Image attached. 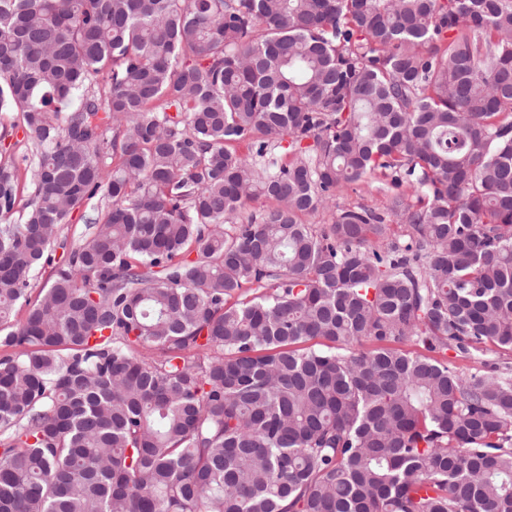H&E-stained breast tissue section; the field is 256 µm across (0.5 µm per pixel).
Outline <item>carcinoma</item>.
I'll list each match as a JSON object with an SVG mask.
<instances>
[{
    "label": "carcinoma",
    "instance_id": "1",
    "mask_svg": "<svg viewBox=\"0 0 512 512\" xmlns=\"http://www.w3.org/2000/svg\"><path fill=\"white\" fill-rule=\"evenodd\" d=\"M3 108L0 512H512V0H0ZM405 188L397 189L390 182L385 191H378L374 187H369L365 183H359L347 188L344 192L337 194L336 203L340 206H352L365 204L372 207L382 208L388 202V196L391 193L398 192ZM83 210L75 211L64 225L63 231L53 247L54 265L62 261L69 251L78 243L86 231L82 218Z\"/></svg>",
    "mask_w": 512,
    "mask_h": 512
}]
</instances>
